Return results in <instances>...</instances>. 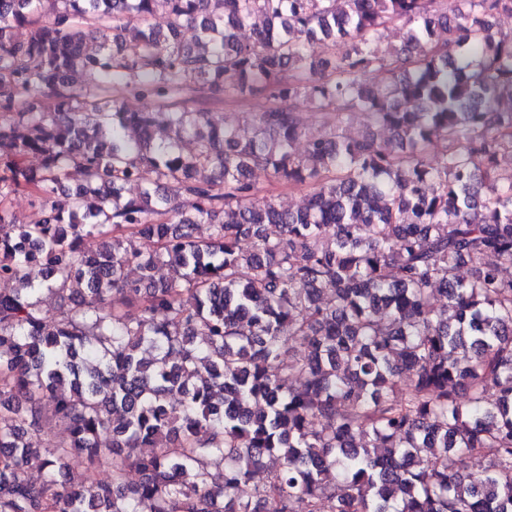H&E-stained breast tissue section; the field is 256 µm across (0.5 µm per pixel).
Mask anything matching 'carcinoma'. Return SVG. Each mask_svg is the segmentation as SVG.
<instances>
[{"mask_svg": "<svg viewBox=\"0 0 512 512\" xmlns=\"http://www.w3.org/2000/svg\"><path fill=\"white\" fill-rule=\"evenodd\" d=\"M502 12L512 0H0V280L15 284L0 293V512H512ZM392 23L406 39L389 51ZM312 41L325 59L307 57ZM369 69L376 91L356 78ZM188 74L213 97L272 103L250 135L200 131ZM130 94L149 103L131 112ZM302 96L374 131L310 134ZM434 139L447 146L432 167ZM71 167L84 179L68 192ZM257 170L308 186L304 209L255 198ZM20 188L42 222L5 205ZM95 232L109 240L84 251ZM163 265L171 278H155ZM290 343L298 387L280 373ZM49 411L67 433L51 448ZM450 452L488 465L450 473ZM73 454L87 472L63 481Z\"/></svg>", "mask_w": 512, "mask_h": 512, "instance_id": "cac0c4a2", "label": "carcinoma"}]
</instances>
